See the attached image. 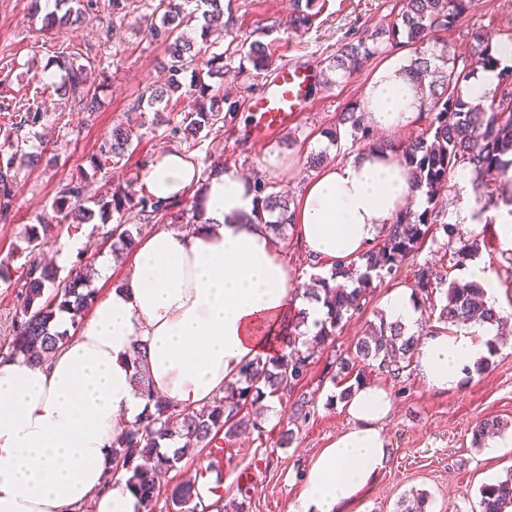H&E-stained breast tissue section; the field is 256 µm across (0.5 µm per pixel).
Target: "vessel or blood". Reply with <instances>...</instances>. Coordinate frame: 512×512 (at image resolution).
<instances>
[{"mask_svg":"<svg viewBox=\"0 0 512 512\" xmlns=\"http://www.w3.org/2000/svg\"><path fill=\"white\" fill-rule=\"evenodd\" d=\"M317 70L286 67L268 81V92L258 107L261 133L279 132L292 124L308 107L309 90Z\"/></svg>","mask_w":512,"mask_h":512,"instance_id":"vessel-or-blood-1","label":"vessel or blood"}]
</instances>
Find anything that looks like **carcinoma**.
Instances as JSON below:
<instances>
[{
  "label": "carcinoma",
  "mask_w": 512,
  "mask_h": 512,
  "mask_svg": "<svg viewBox=\"0 0 512 512\" xmlns=\"http://www.w3.org/2000/svg\"><path fill=\"white\" fill-rule=\"evenodd\" d=\"M204 20L202 29L216 25L224 18V0H196ZM401 8L391 27L363 33L345 42L336 52L321 61V85L330 86L350 76L378 52V44L397 42L399 35L415 46V58L403 68V74L416 84L423 100L418 131L402 142L378 140L371 128L364 124L359 106L352 105L341 114L339 124H350L360 135L363 145L371 148H389L412 171L413 186L424 193V204L402 212L385 232L359 258L347 265L333 268L330 275L311 278L305 294L327 308L326 318L312 337L313 346L302 348L299 338L305 325L306 312L299 310L288 320L289 329L280 347L271 354L258 356L247 362L237 382L226 388V395L194 409L178 408L162 400L150 383L145 353L133 351L130 363L132 381L141 397L152 408L134 424L112 440V464L130 473L129 486L146 506L160 495L159 474L173 470L181 459L203 443L211 442L218 434L234 437L246 430L263 432L262 421L250 409L263 404L269 397L293 395L303 386L309 367L316 355L315 346L331 343L336 329L346 315L358 310L362 298L373 287L374 281L395 278L403 263L414 255L426 237L437 232L455 239L459 247L454 251L455 265L462 267L480 248L478 236L465 234L451 224L440 222L439 189L457 172L467 171L473 186L483 192L485 206L512 205V68L500 73L498 83L489 95L474 101L464 96L466 87L479 70L498 66L497 51L478 31H469L467 53L457 56L444 48L438 56L422 50L426 37L438 30H452L460 26L472 0H400ZM292 20L296 30H308L316 17L317 0H294ZM148 12L140 14L143 33L152 41L167 45L170 61L167 81L140 98L132 111L143 107L153 110V121H164L160 104L179 94L190 100L192 106L188 122L170 129V136L179 139L191 152L201 143V137L218 138L227 119L238 110V101H229L224 92V53L210 51V46L197 44L184 28L193 21L185 13L180 0H57L56 11L42 18V28L61 32L83 19H93L102 9L122 20L139 14L140 7ZM272 45L256 39L250 42L247 59L255 71H269L275 65ZM205 58L206 73L194 74L193 82L185 84L183 74L197 58ZM96 68L95 61L84 64L68 62L64 65L62 83L41 82V89H53L64 108L76 106L94 113L101 107L100 91L103 83L88 81V72ZM219 79L215 87L205 78ZM8 113V121L0 123V219H7L16 200L18 188L17 163L27 160L35 167L45 160L43 152H28L27 132L43 124L46 113L36 99L23 95L9 103L0 104V112ZM140 123L127 119L112 127L98 142L89 157V169H81L62 185L52 205L53 215L41 226H31L27 232L26 250L34 253L47 244V228L51 224H89L98 221L97 230L102 243L114 252L133 249L136 234L141 227L127 223L133 216L150 222L155 218H170L173 223H195L200 214L197 203H167L145 191L136 193L119 185L112 192L90 196L87 186L92 178L118 164L131 151ZM253 190L261 206L251 216V223L261 224L273 235H282L293 221L294 210L289 200L275 190L274 183L261 178L253 182ZM119 220L112 224L113 215ZM416 300L433 306L435 294L441 286L445 290V304L440 308L437 322L448 330L467 323L504 326L508 323L499 312L486 305L483 288L475 281L447 282L444 275L435 276L427 267L414 270ZM19 313L12 320V329L6 336L8 358L44 360L69 341L65 332L55 330L57 314L65 311L71 324L79 327L86 310L95 304L97 290L91 287L89 266L80 264L59 275L57 267L31 257L19 277ZM419 343V336L408 335L402 326L380 316L378 322L367 326L357 338L353 353L340 359L338 369L331 376L334 385H343L338 398L349 396L353 385L361 384L364 368L369 367L397 378L410 364ZM310 399L300 394L294 402L291 421H306L310 415ZM178 438L179 448L173 455L160 451L158 441ZM200 494L195 484L186 482L173 487L171 503L174 512H198ZM427 497L418 494L398 501L397 512H426ZM480 512H512V473L479 488Z\"/></svg>",
  "instance_id": "cac0c4a2"
}]
</instances>
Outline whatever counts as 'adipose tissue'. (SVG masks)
I'll use <instances>...</instances> for the list:
<instances>
[{"label":"adipose tissue","mask_w":512,"mask_h":512,"mask_svg":"<svg viewBox=\"0 0 512 512\" xmlns=\"http://www.w3.org/2000/svg\"><path fill=\"white\" fill-rule=\"evenodd\" d=\"M363 108L386 133L415 123L421 99L389 57L368 83ZM159 200L196 197L198 229H160L139 240L124 277L75 336L49 360H0V512H138L128 473L113 469L112 440L144 410L132 382L133 347L145 351L156 391L181 408L223 394L242 366L269 351V337L295 308L316 330L321 304L302 298L303 281L264 227L247 223L257 202L248 177L203 176L172 149L146 168ZM408 168L390 150H363L329 167L305 190L294 228L305 250L338 263L357 259L412 199ZM493 331L463 324L422 339L416 350L426 384L461 385L485 357ZM392 410L377 386L346 400L352 426L310 465L297 512H350L388 461L379 427ZM111 490H103L104 480Z\"/></svg>","instance_id":"1"}]
</instances>
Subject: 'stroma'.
I'll return each mask as SVG.
<instances>
[{
  "label": "stroma",
  "mask_w": 512,
  "mask_h": 512,
  "mask_svg": "<svg viewBox=\"0 0 512 512\" xmlns=\"http://www.w3.org/2000/svg\"><path fill=\"white\" fill-rule=\"evenodd\" d=\"M321 10L307 31L293 30L290 17L293 0H224V34H210L216 51L224 52L229 67L225 83H233L234 70L247 67L246 48L260 33L269 41L288 67L307 66L334 53L352 34L390 24L398 10L397 0H319ZM41 0H0V97L28 92L30 75L61 82L64 72L56 62L61 55L89 54L100 60L108 74L99 112L65 113L55 120L53 96L43 98L49 119L29 138L30 151L55 157L50 168L36 167L21 172V186L8 220H0V259L10 260L12 276H19L24 264L20 256L28 225L39 223L52 213V203L62 183L86 166L99 139L114 124L124 120L133 102L150 87L163 85L168 77L164 45L148 41L138 21L128 19L105 24L95 20L70 28L62 34L33 32L29 16L40 10ZM465 22L483 33L492 44H500L512 31V0H473ZM273 32H266V25ZM377 54L351 77L332 89H314L311 103L292 126L258 142L246 137L255 114L254 105L264 92L265 80L253 78V89L244 111L224 128L219 144L202 142L194 155L202 173L216 167L262 177L293 201H300L309 183L320 174L306 165L308 155L326 153L331 164L344 162L360 149L354 131L339 125L341 112L363 100L364 89L374 71L385 61ZM190 110L188 99L172 98L161 124H149L136 150L118 165L98 174L89 193L104 194L122 184L132 189L143 185L142 175L158 152L177 148L169 135ZM338 127L337 143H330L324 129ZM295 137L293 149L283 146ZM484 240L474 259L494 276L500 306L512 310V252L497 238L495 225L484 228ZM82 241V248L69 253L58 268L68 272L78 261H96L101 239L92 225L74 228L53 225L42 257H55L62 242ZM454 244L446 236L426 241L406 261L394 280L371 289L360 310L345 318L333 343L317 352L302 387L311 400L306 422L290 424L292 397L270 398L261 414L264 430H252L234 437L216 439L215 452H193L161 481V494L153 512H172L170 491L178 483L197 484L203 504L223 495L225 502L239 500V491L250 488L246 512H295L305 488V476L315 457L333 439L351 426L339 389L332 384L335 360L346 356L351 344L362 336L369 322L385 310L391 294L413 285V271L428 266L447 272L449 279H464V269L454 267ZM483 371L472 372L459 388L446 392L429 389L416 366H409L400 378L376 371L367 372L366 383L384 388L392 399V411L381 423L389 447V460L378 481L356 503L354 512H396L401 496L412 491L426 493L427 512H477L479 488L512 471V447L489 453L472 440L473 429L485 420L507 422L512 434V339H495ZM293 429L290 445L280 443L283 430Z\"/></svg>",
  "instance_id": "obj_1"
}]
</instances>
